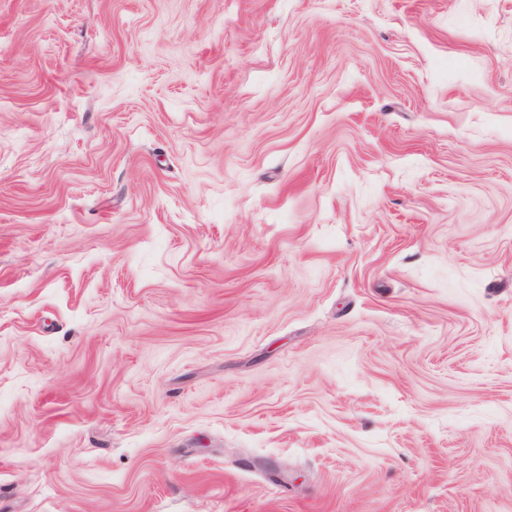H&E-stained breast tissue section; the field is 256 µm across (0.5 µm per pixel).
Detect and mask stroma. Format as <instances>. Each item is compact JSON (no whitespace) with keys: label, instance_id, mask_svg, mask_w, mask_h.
I'll return each mask as SVG.
<instances>
[{"label":"stroma","instance_id":"obj_1","mask_svg":"<svg viewBox=\"0 0 512 512\" xmlns=\"http://www.w3.org/2000/svg\"><path fill=\"white\" fill-rule=\"evenodd\" d=\"M0 512H512V0H0Z\"/></svg>","mask_w":512,"mask_h":512}]
</instances>
